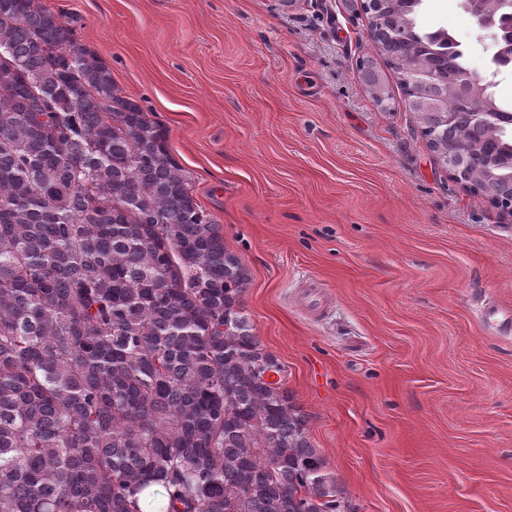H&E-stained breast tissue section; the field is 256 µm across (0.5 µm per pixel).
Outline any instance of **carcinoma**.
<instances>
[{"mask_svg": "<svg viewBox=\"0 0 512 512\" xmlns=\"http://www.w3.org/2000/svg\"><path fill=\"white\" fill-rule=\"evenodd\" d=\"M422 0L368 14L408 96L497 107ZM0 512H355L307 434L284 370L252 333L247 273L170 155L160 124L43 0H0ZM378 104L384 81L364 70ZM416 114L471 180L512 172V126L468 141Z\"/></svg>", "mask_w": 512, "mask_h": 512, "instance_id": "1", "label": "carcinoma"}]
</instances>
